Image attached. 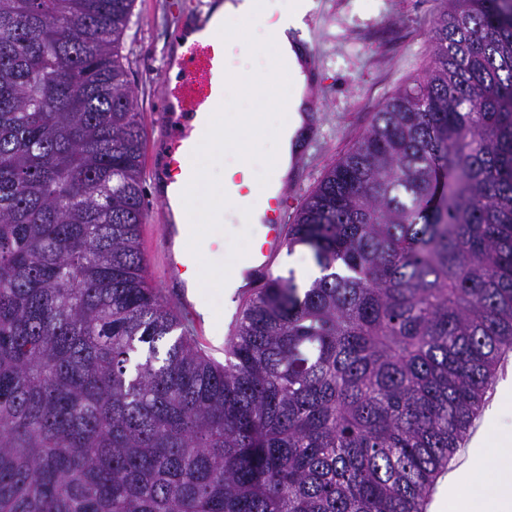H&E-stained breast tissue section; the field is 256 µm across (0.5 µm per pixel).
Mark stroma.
Returning a JSON list of instances; mask_svg holds the SVG:
<instances>
[{
	"label": "stroma",
	"mask_w": 512,
	"mask_h": 512,
	"mask_svg": "<svg viewBox=\"0 0 512 512\" xmlns=\"http://www.w3.org/2000/svg\"><path fill=\"white\" fill-rule=\"evenodd\" d=\"M209 0H136L122 52L146 128L145 155L161 159L167 141L156 127L163 109V62L181 29V7L207 9ZM303 32L318 69L316 141L308 145L292 183L303 205L326 170L368 129L375 112L427 69L434 21L444 0H313ZM259 224H207L201 262L211 278L201 284L220 317L209 328L226 334L234 308L218 273L232 270L261 237Z\"/></svg>",
	"instance_id": "35a3bbf8"
}]
</instances>
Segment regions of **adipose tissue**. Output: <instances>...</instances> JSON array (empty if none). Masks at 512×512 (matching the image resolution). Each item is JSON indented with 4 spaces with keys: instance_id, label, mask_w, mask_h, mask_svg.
Here are the masks:
<instances>
[{
    "instance_id": "1",
    "label": "adipose tissue",
    "mask_w": 512,
    "mask_h": 512,
    "mask_svg": "<svg viewBox=\"0 0 512 512\" xmlns=\"http://www.w3.org/2000/svg\"><path fill=\"white\" fill-rule=\"evenodd\" d=\"M312 0H220L215 20L232 23L241 18L276 17L277 35L271 36V49L278 71L289 76L292 90L284 99L270 98L268 79H261L236 67V60L245 58L250 48L232 37H225L226 76L224 86L236 89L241 97L257 101L255 109L247 110L236 101L227 102L223 116L212 119L203 150L213 156L227 157L224 172L198 171L188 188L189 196L203 188L213 195L210 208L197 212L185 201H172L174 218L181 224L209 223L214 206L224 208L227 219L242 224L258 223L267 192L280 187L291 166L293 141H304L309 135L301 112L307 88V77L301 65L305 57L301 44L293 42L289 30L300 27L311 10ZM270 132L273 148L269 154L259 152L258 131ZM267 177H259V170ZM243 172L252 188L251 207L242 211L224 197L219 182L225 174ZM512 385L503 384L498 405L485 418V429L473 439L465 467L448 473L438 488L431 512H512Z\"/></svg>"
}]
</instances>
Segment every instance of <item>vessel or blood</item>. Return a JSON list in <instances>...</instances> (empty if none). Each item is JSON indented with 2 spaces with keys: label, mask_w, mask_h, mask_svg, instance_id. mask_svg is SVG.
I'll list each match as a JSON object with an SVG mask.
<instances>
[{
  "label": "vessel or blood",
  "mask_w": 512,
  "mask_h": 512,
  "mask_svg": "<svg viewBox=\"0 0 512 512\" xmlns=\"http://www.w3.org/2000/svg\"><path fill=\"white\" fill-rule=\"evenodd\" d=\"M200 35L184 43L178 56L167 59L166 69L175 70V78L165 80L164 108L159 123L167 133L170 149L160 169L172 196L184 194L193 179L190 162L201 140L194 137L195 129L204 128L212 113L224 106V40L204 36L210 18L194 13L185 17ZM289 187L269 191L261 222L264 234L241 270L240 300L253 297L258 288L273 278V267L288 242ZM170 207H163L166 223L161 227V251L149 258L148 275L162 279L175 287L173 300L183 310L197 334L208 336L202 317L196 312L188 288L196 278V268L190 254L181 247V240L190 238L194 228L189 224L169 223Z\"/></svg>",
  "instance_id": "b4317fda"
}]
</instances>
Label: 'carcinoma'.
Wrapping results in <instances>:
<instances>
[{
	"label": "carcinoma",
	"instance_id": "carcinoma-1",
	"mask_svg": "<svg viewBox=\"0 0 512 512\" xmlns=\"http://www.w3.org/2000/svg\"><path fill=\"white\" fill-rule=\"evenodd\" d=\"M134 6L0 0V512H425L512 349V0H447L222 364L147 278Z\"/></svg>",
	"mask_w": 512,
	"mask_h": 512
}]
</instances>
